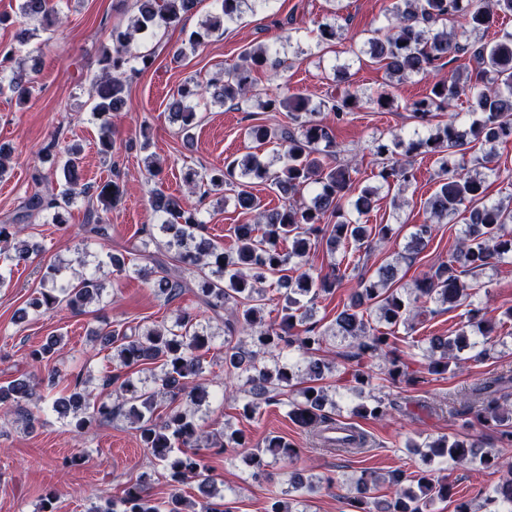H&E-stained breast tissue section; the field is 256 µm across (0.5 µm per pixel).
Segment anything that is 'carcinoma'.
Returning <instances> with one entry per match:
<instances>
[{
	"label": "carcinoma",
	"mask_w": 512,
	"mask_h": 512,
	"mask_svg": "<svg viewBox=\"0 0 512 512\" xmlns=\"http://www.w3.org/2000/svg\"><path fill=\"white\" fill-rule=\"evenodd\" d=\"M218 11L200 23L189 38L188 48L195 49L211 33L238 19L248 0H215ZM195 0H136L135 10L124 28L112 29L111 46L102 49L100 65L103 77L94 83L95 100L92 114L101 121L97 150L101 157L112 158L114 124L126 104V75L137 62L146 68L151 55L132 51L136 35L153 33L179 24L193 9ZM20 17L25 25L16 30V40L26 44L37 32L53 31L61 23L54 0H20ZM512 13V0H392L387 8L388 25L380 37L363 41L366 53L384 64L390 77L403 82L412 76L426 77L433 70L465 54H470L475 68L465 75L454 73L431 83L429 93L406 106L421 123L430 121L434 113L460 96L468 99L473 119L464 124L454 117L435 125L425 133H395L385 142L379 141L374 154L382 158L377 173L381 184L398 187L402 192L414 173L403 159L422 153L438 156L442 182L426 201V209L437 219L452 221L463 216L464 229L453 263H441L422 275L412 289L398 285L397 266L386 263L375 274L360 277L359 291L348 308L337 314L327 328L312 320L314 302L331 292L346 276L342 263L332 262L327 271L309 265L311 250L324 242L335 254L340 246L354 250L368 249L374 243L389 240L393 228L389 224H365L360 216L367 213L379 195V187L355 188L357 168L350 163H332L336 156L333 128L316 119L325 109L340 119L369 104L380 111H391L395 99L383 89L367 97L356 90H345L313 107L301 94L282 93L268 97L261 108L284 109L289 123L271 129L252 125L244 136L250 143L247 151L225 163L224 168H211L187 174L186 182L202 197L220 191L224 184H236L237 206L254 215V222L233 228L234 244L224 248L205 237L200 210L186 208L175 197L156 188L151 193L154 212L162 217L159 229L166 240L154 234L133 246L137 262L124 256L106 253L112 274L134 273L145 280L155 277L157 294L170 302L188 289H196L200 305L221 320L224 333V387L237 383L250 400L242 406V416L253 418L263 404L279 401L296 383L305 387L298 397L288 401V418L299 427L319 437L326 448L352 453L364 442L363 435L350 423L332 414L339 403L348 402L351 417L378 418L387 412L384 401L365 394L372 375L362 360L381 358L387 363L386 375L395 381L417 376L409 373L404 343L415 356L419 350L428 361L430 375L443 376L459 364L478 361L489 355L500 319L476 307L468 311V320L455 337L434 336L424 347L416 340L408 341L400 331L410 332L413 322L426 312L429 303L460 306L477 296L476 288L463 281L458 271L484 269L512 260V202L489 203L485 200L484 173L469 168L466 152L500 140L512 138V32L496 41L476 47L472 34L491 27L494 16ZM452 26H447V22ZM286 67L279 52L260 45L244 52L224 76L197 83L180 85L172 94L170 110L180 124L183 139L191 142L197 125V112L192 99L210 95L220 105L239 106L253 92V74H274ZM10 91L25 102L32 92L31 79L23 69L12 70L7 81L0 80V93ZM275 158L269 160L265 147ZM45 159L60 166L64 184L51 192L31 196L24 206V216L49 214L55 224L63 225L61 210L80 197L96 199L84 224L86 237L105 240L109 237L108 213L119 201L118 183L107 181L97 187L82 183L81 148L66 146L55 152L45 151ZM264 184L283 196V204L273 210L262 208L261 200L251 185ZM310 188L306 200L302 191ZM430 224H416L404 246L409 254L425 249L432 237ZM61 268L52 265L42 277L41 288L30 297L22 316L43 315L67 309L82 312L87 304L101 298L104 285L96 273H79L71 279L59 278ZM279 293L277 315L265 319L267 288ZM215 333L201 324L198 314L184 309L170 325H154L141 333H127L116 326L98 330L95 337L112 344V361L120 371L102 380V386H113L115 400L82 387L76 379L66 385L69 394L53 400L61 415L72 414L75 430L114 418L122 407L129 406L131 424L139 433L141 446L161 466V476L172 488L168 500L156 501L145 482L140 481L124 491L117 501L107 499L93 505L88 512H222L215 499H224L220 490L208 479L200 483L202 500L188 506L180 486L201 476L206 465L198 450L206 448L217 455L230 450H246L243 462L253 468L251 477L259 479L272 461H290L299 455L285 438L272 435L264 447L247 451L243 431L228 426L206 432L196 419V412L209 397L204 382V355L212 349ZM338 337L353 349L347 358L356 361L350 369L352 386L344 395L324 384L335 365L325 361L321 352L328 339ZM60 339L29 352L35 363L49 360ZM156 364L155 386L149 387L134 377L137 369ZM512 376L489 377L474 389V399L466 413L472 421L494 432L501 444L512 445V405L509 385ZM168 401L167 411L157 413L159 400ZM42 397L27 377L0 386V411L16 415L27 425L36 417ZM345 432L341 443L331 442L328 431ZM426 469L408 472L400 469L390 475L392 485L399 487L394 497L379 500L369 495L380 481L376 472L364 468L356 479V495L352 507L356 512H428L437 501L452 498V485L445 476L437 475L434 465L444 462L478 463L493 468H506L500 482L485 494L487 512H504L512 505V463L504 462L498 453L485 450L468 439L440 437L421 444ZM332 486L335 478L288 475L287 487L273 493L268 512H297L296 506L320 492L323 485Z\"/></svg>",
	"instance_id": "carcinoma-1"
}]
</instances>
